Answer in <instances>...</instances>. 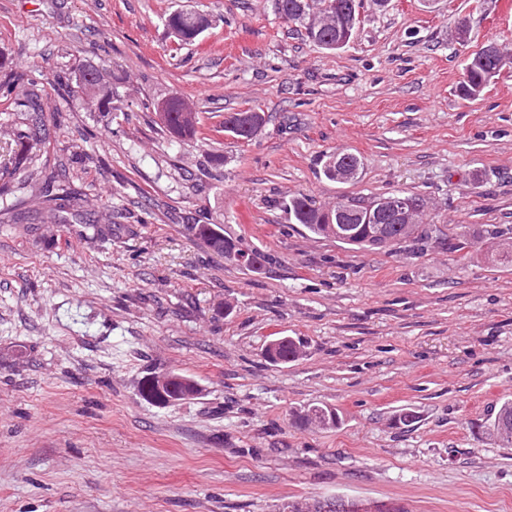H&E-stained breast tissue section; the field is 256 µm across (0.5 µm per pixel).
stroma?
I'll list each match as a JSON object with an SVG mask.
<instances>
[{
  "label": "stroma",
  "instance_id": "35a3bbf8",
  "mask_svg": "<svg viewBox=\"0 0 512 512\" xmlns=\"http://www.w3.org/2000/svg\"><path fill=\"white\" fill-rule=\"evenodd\" d=\"M212 27L177 46L165 19ZM467 18L468 42L455 36ZM512 48V0L367 4L333 53L270 0H0L9 74L40 72L49 159L69 168L108 240L83 224L0 222V512H279L343 497L406 512H512V448L485 423L512 399V68L476 101L458 87L488 40ZM116 78L90 116L71 77ZM178 95L203 140L178 141L155 108ZM258 109L243 143L226 114ZM359 155L347 183L327 155ZM395 191L426 196L427 224L478 237L351 250L283 207ZM245 237L269 264L226 265L188 232ZM307 354L264 358L280 337ZM200 393L159 405L151 372ZM312 406L335 428L297 427ZM414 412L413 424H399ZM339 159H341V162H342V163H340V164H342L341 166H345L348 169L353 170L354 176L352 178H350L349 180L341 181L336 178V161L337 160L339 161ZM346 160H348V162H345ZM361 166H362V160L359 156H357L354 153L340 152V153L334 154L333 156L328 157V160L325 162L323 172L327 179L336 181L339 183H345V182L352 181L358 177Z\"/></svg>",
  "mask_w": 512,
  "mask_h": 512
}]
</instances>
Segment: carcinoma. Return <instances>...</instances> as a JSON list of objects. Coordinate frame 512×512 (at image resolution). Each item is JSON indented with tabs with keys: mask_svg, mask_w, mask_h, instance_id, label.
<instances>
[{
	"mask_svg": "<svg viewBox=\"0 0 512 512\" xmlns=\"http://www.w3.org/2000/svg\"><path fill=\"white\" fill-rule=\"evenodd\" d=\"M273 11L282 16L288 15L292 23L304 28L306 37L319 49L333 50L336 42V15L345 11L363 8V0H271ZM167 27L181 44L193 43L201 33L211 25L209 15L203 11L179 10L170 13L166 19ZM512 63V55L498 47L494 57L478 51L469 58L465 78L459 87L460 96L465 100H476L484 89L499 76L502 69ZM76 88L81 95L85 110L90 113L112 111L114 88L112 77L101 75V69L90 63L78 67L75 75ZM23 97L17 99V105L28 108L18 112L12 119L16 150L7 162L0 165V191L5 190L17 176L27 192L42 200L47 211L53 215L60 212H72L81 215L84 212L85 197L67 186L65 169L61 165L52 166L43 159L45 147L51 137L49 126L43 113L39 112L38 82L26 79ZM161 128L177 139H196L200 135L199 118L189 105L175 96L164 102V107L156 113ZM359 174L362 160L354 153L340 152L330 157L324 165V175L336 180V161ZM381 197L344 196L328 209L316 207L312 200L304 195L294 196L284 204L288 215L296 223L303 225L315 236L334 238L336 241L362 251H388L409 240L413 245L430 240H448L447 225L428 224L422 229L410 233L404 224H386V237L377 235L375 225L363 224L357 212L368 209ZM190 232L202 240L208 249L224 257V260L247 272L262 270L268 258L257 248L240 237H232L224 232L222 224H192ZM304 345L291 338L275 346H269L265 354L274 355L282 364L298 360L303 355ZM333 412L327 406H314L298 415L297 423L311 425L319 416ZM495 436L504 448L512 447V400L504 401L494 419Z\"/></svg>",
	"mask_w": 512,
	"mask_h": 512,
	"instance_id": "carcinoma-1",
	"label": "carcinoma"
}]
</instances>
